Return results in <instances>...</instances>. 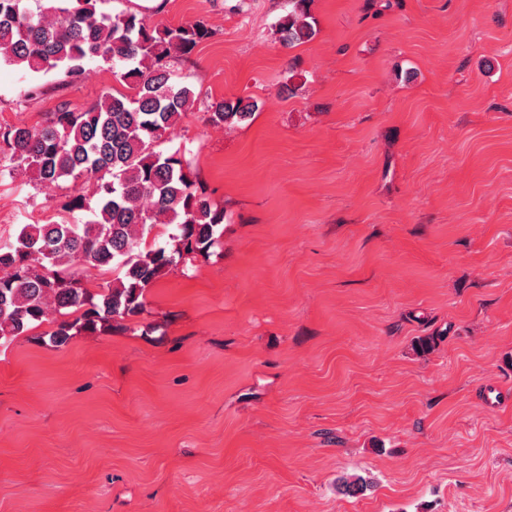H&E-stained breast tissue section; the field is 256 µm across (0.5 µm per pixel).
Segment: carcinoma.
Segmentation results:
<instances>
[{"label":"carcinoma","instance_id":"1","mask_svg":"<svg viewBox=\"0 0 512 512\" xmlns=\"http://www.w3.org/2000/svg\"><path fill=\"white\" fill-rule=\"evenodd\" d=\"M0 0V64L33 73L63 69L71 77L103 60L131 93L103 94L91 106L62 107L43 123L0 126V159L10 175L34 186L71 185V210L90 217L21 225L16 242L0 245V338L44 323L52 341L72 333L108 331L144 308L145 292L173 267L221 245L224 208L193 179L180 150L159 149L162 137L197 104L174 81L170 62L191 54L213 31L202 21L155 24L138 11L106 12L105 0ZM276 25L285 46L314 38L311 0H287ZM214 126L251 119L256 104L242 98L204 105ZM92 185L93 208L81 190ZM168 227V241L142 246L146 229ZM84 268L112 270V281L86 287ZM362 478L338 480L348 497L363 494Z\"/></svg>","mask_w":512,"mask_h":512}]
</instances>
